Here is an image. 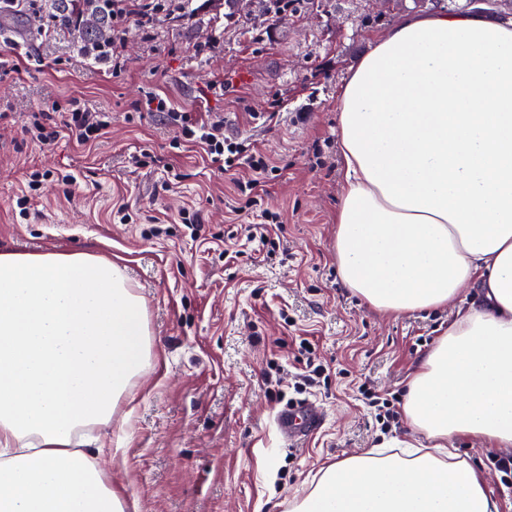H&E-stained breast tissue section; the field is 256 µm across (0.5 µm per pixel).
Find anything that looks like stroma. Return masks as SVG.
<instances>
[{
	"mask_svg": "<svg viewBox=\"0 0 512 512\" xmlns=\"http://www.w3.org/2000/svg\"><path fill=\"white\" fill-rule=\"evenodd\" d=\"M269 0L233 12L208 0L191 19H159L154 33L127 23L124 68L82 63L76 35L46 41L36 17L0 14V250H89L123 264L145 301L150 367L109 424L92 436L112 445L114 487L126 512H291L321 469L382 442L411 440L405 416L375 420L358 385L403 406L424 355L459 306L382 313L343 285L333 242L344 184L337 99L374 36L415 12L413 0H292L282 16ZM19 66L21 75L11 74ZM168 95L187 112H220L226 137L252 143L272 166L258 210L280 214L273 255L246 239L230 176L181 146L158 117H130L131 102ZM110 112L91 147L61 136L45 146L23 135L33 109L71 99ZM167 157L171 172L137 166L139 151ZM73 176L71 190L44 182L30 216L18 197L31 171ZM122 203L130 222L114 220ZM198 211L219 242H193L180 222ZM324 366L309 378L308 359ZM306 400L321 429L293 442L275 415ZM500 512H512L493 458L499 448L461 436Z\"/></svg>",
	"mask_w": 512,
	"mask_h": 512,
	"instance_id": "1",
	"label": "stroma"
}]
</instances>
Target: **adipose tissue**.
Segmentation results:
<instances>
[{
    "mask_svg": "<svg viewBox=\"0 0 512 512\" xmlns=\"http://www.w3.org/2000/svg\"><path fill=\"white\" fill-rule=\"evenodd\" d=\"M344 284L391 313L459 300L404 410L431 448H375L321 469L293 512H499L449 448L512 447V22L408 14L351 68L337 103ZM151 362L144 302L89 251H0V512H125L104 447Z\"/></svg>",
    "mask_w": 512,
    "mask_h": 512,
    "instance_id": "1",
    "label": "adipose tissue"
}]
</instances>
